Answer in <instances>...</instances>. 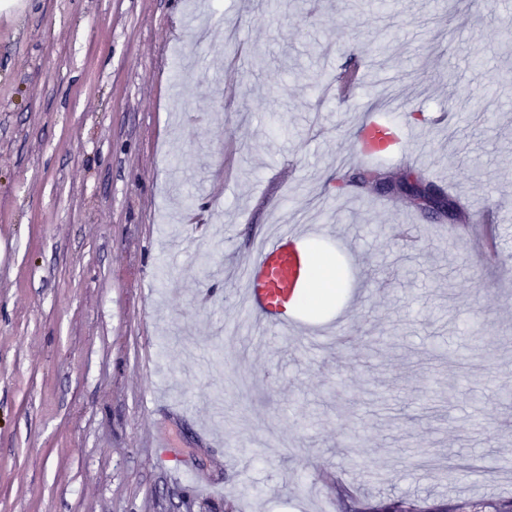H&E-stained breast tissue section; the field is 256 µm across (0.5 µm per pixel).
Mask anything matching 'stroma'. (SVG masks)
Wrapping results in <instances>:
<instances>
[{
  "label": "stroma",
  "instance_id": "35a3bbf8",
  "mask_svg": "<svg viewBox=\"0 0 512 512\" xmlns=\"http://www.w3.org/2000/svg\"><path fill=\"white\" fill-rule=\"evenodd\" d=\"M511 37L500 0H0V512L511 503ZM372 113L474 240L339 187ZM299 214L360 297L348 350L243 320Z\"/></svg>",
  "mask_w": 512,
  "mask_h": 512
}]
</instances>
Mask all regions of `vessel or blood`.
<instances>
[{
	"instance_id": "obj_1",
	"label": "vessel or blood",
	"mask_w": 512,
	"mask_h": 512,
	"mask_svg": "<svg viewBox=\"0 0 512 512\" xmlns=\"http://www.w3.org/2000/svg\"><path fill=\"white\" fill-rule=\"evenodd\" d=\"M309 232L302 224H283L262 238L243 266L242 307L259 330L287 328L284 306L307 280L311 259L299 247Z\"/></svg>"
}]
</instances>
